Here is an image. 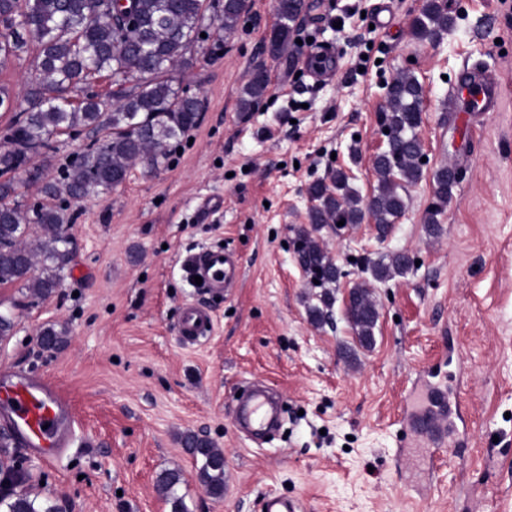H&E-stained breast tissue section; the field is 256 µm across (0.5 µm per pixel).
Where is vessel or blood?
I'll use <instances>...</instances> for the list:
<instances>
[{
    "instance_id": "1",
    "label": "vessel or blood",
    "mask_w": 512,
    "mask_h": 512,
    "mask_svg": "<svg viewBox=\"0 0 512 512\" xmlns=\"http://www.w3.org/2000/svg\"><path fill=\"white\" fill-rule=\"evenodd\" d=\"M449 111H456L458 100H468L472 111L493 112L499 104L500 90L491 78L471 76L457 81L450 90ZM188 276L201 277L204 286L220 290L238 281L240 267L233 254L221 250H203L187 259ZM211 325L208 309L202 305L187 306L178 332L193 339L207 335ZM0 406L11 416V428L25 446L46 456H53L59 446L63 428V402L54 388L46 383L24 380L0 383ZM453 410L444 390L434 392L425 410L406 416L408 432L428 437L437 446L447 442Z\"/></svg>"
}]
</instances>
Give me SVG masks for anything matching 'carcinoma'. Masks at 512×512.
Wrapping results in <instances>:
<instances>
[{"label": "carcinoma", "mask_w": 512, "mask_h": 512, "mask_svg": "<svg viewBox=\"0 0 512 512\" xmlns=\"http://www.w3.org/2000/svg\"><path fill=\"white\" fill-rule=\"evenodd\" d=\"M211 8L216 10L211 21L227 32L236 28L243 0H222L219 9L207 0H0V67L30 46L37 48L35 76L27 89L29 107L0 136V176L36 167L35 160L47 156L58 134L86 128L96 135L94 144L63 168L60 180L42 184L45 204L25 210L17 200L14 181L0 182V283L21 282L36 295H51L71 262L66 228L72 216L56 203L57 198L63 193L74 198L109 192L126 181L137 162L151 170L159 168L168 160L171 144L180 143L198 125V104L176 87L173 74L192 64ZM301 9L302 0H277V21L269 36L272 54L293 43ZM127 12L135 25L128 24ZM448 24V11L439 0H425L412 22V33L419 40L431 39L447 31ZM105 71L117 84L129 80L135 84L113 93L110 100L88 96L74 103L71 93ZM268 87L266 74H252L241 110L250 111ZM424 94L423 86L408 72L387 84L386 107L380 115L381 127L389 130L387 147L374 159L378 185L370 198L359 194L341 168L331 172L329 182L310 189L311 229L298 230L295 244L300 265L321 288L308 306L309 317L317 324L334 320L335 287L342 272L313 233L341 220L346 226L369 220L382 235L392 230L405 211L399 190L417 183L423 174V144L417 129ZM433 182L427 227L437 235L438 216L448 206L456 181L442 168ZM355 264L369 279L349 289L344 316L358 344L369 349L379 319L374 283L405 276L413 261L404 252H391L378 259L362 257ZM26 265L41 270V275L21 276ZM39 336L45 347L55 348L63 343L65 332L48 326ZM18 444L15 433L0 431V474L13 477L12 488L0 493V512H62L55 502L27 490L28 473L15 458ZM185 444L199 462L200 485L212 497H224V452L196 434L187 435ZM180 481L177 471L159 479L171 512H188L183 498L175 495Z\"/></svg>", "instance_id": "1"}]
</instances>
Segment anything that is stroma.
<instances>
[{"label": "stroma", "mask_w": 512, "mask_h": 512, "mask_svg": "<svg viewBox=\"0 0 512 512\" xmlns=\"http://www.w3.org/2000/svg\"><path fill=\"white\" fill-rule=\"evenodd\" d=\"M424 0H304L287 55L266 38L276 0H246L237 29L205 24L177 84L201 102L192 145L167 165L135 167L103 195L68 200L72 260L59 288L31 295L0 285L15 320L0 341V374L40 376L64 399L66 445L52 460L18 448L29 485L63 512H170L157 480L176 470L190 512H263L266 496L303 512H512V0H447L454 18L431 41L411 26ZM331 48L335 74L313 78L308 52ZM269 90L254 111L239 99L254 70ZM402 70L425 95L417 133L423 178L387 241L365 222L319 238L343 275L337 299L363 275L354 258L393 251L416 265L377 284L375 343L355 345L343 313L313 324V290L291 241L308 226V189L346 169L362 197L386 139L385 85ZM496 78L497 111H448L459 74ZM461 171L442 231L425 215L433 175ZM226 248L235 288L208 295L182 273L188 254ZM199 302L213 329L178 333ZM65 330L44 348L37 332ZM453 393L464 444L409 445L405 402L427 371ZM283 402L276 434L257 440L235 421L248 383ZM190 433L224 450V496L205 493L183 445Z\"/></svg>", "instance_id": "stroma-1"}]
</instances>
